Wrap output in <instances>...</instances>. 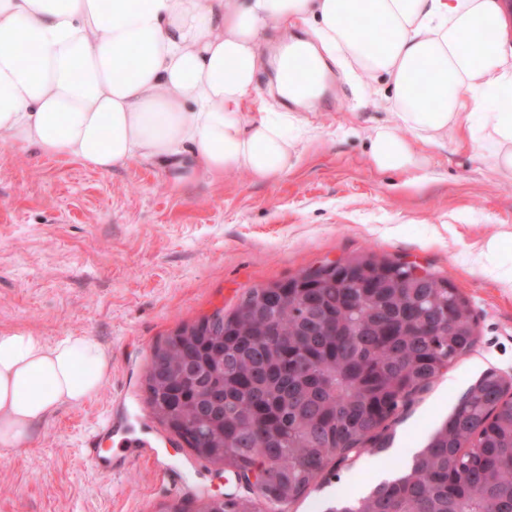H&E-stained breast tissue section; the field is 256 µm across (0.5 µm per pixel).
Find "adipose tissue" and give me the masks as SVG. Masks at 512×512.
<instances>
[{
    "label": "adipose tissue",
    "mask_w": 512,
    "mask_h": 512,
    "mask_svg": "<svg viewBox=\"0 0 512 512\" xmlns=\"http://www.w3.org/2000/svg\"><path fill=\"white\" fill-rule=\"evenodd\" d=\"M291 19L313 21L356 74L387 80L386 103L414 136L373 127L376 170L416 172L453 133L512 176L501 0H0V148L102 172L156 162L175 189L239 169L259 182L283 177L311 130L295 115L243 107L265 32ZM111 370L91 336L1 334L0 445L85 401Z\"/></svg>",
    "instance_id": "1"
}]
</instances>
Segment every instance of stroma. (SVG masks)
Returning <instances> with one entry per match:
<instances>
[{
    "label": "stroma",
    "mask_w": 512,
    "mask_h": 512,
    "mask_svg": "<svg viewBox=\"0 0 512 512\" xmlns=\"http://www.w3.org/2000/svg\"><path fill=\"white\" fill-rule=\"evenodd\" d=\"M294 38L311 44L316 35L302 22L267 31L257 96L264 111L305 113L319 139L275 181L235 170L175 190L150 163L103 173L33 149L0 150V334L92 336L112 356L98 392L60 409L21 449H0V512H157L179 496L246 495L152 418L143 384L152 351L180 324L234 307L247 288L327 262L372 253L447 278L470 301L477 342L391 422L388 448L336 466L335 478L283 512L362 495L377 473L401 467L398 449L424 447L485 372L512 377V176L453 142L423 182L377 171L366 131L396 121L374 102L380 83L331 56L328 100L285 103L275 62ZM492 238L496 255H481ZM107 412L156 458L110 475L82 459L85 435ZM177 462L189 483L179 496L162 474Z\"/></svg>",
    "instance_id": "1"
}]
</instances>
